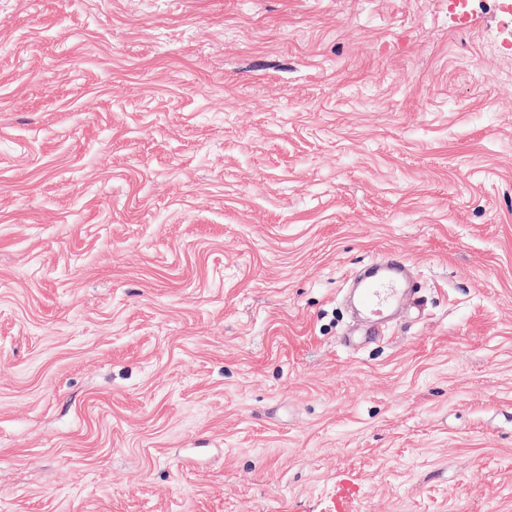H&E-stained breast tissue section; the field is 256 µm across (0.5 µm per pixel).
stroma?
I'll list each match as a JSON object with an SVG mask.
<instances>
[{
  "label": "stroma",
  "instance_id": "obj_1",
  "mask_svg": "<svg viewBox=\"0 0 512 512\" xmlns=\"http://www.w3.org/2000/svg\"><path fill=\"white\" fill-rule=\"evenodd\" d=\"M0 512H512L500 0H0ZM369 270L356 278L353 291L359 290L362 306L371 314L384 319V311L398 306L408 288L407 262L393 256L377 258Z\"/></svg>",
  "mask_w": 512,
  "mask_h": 512
}]
</instances>
